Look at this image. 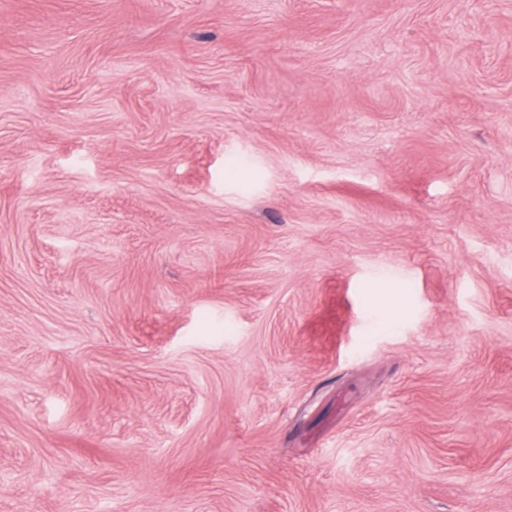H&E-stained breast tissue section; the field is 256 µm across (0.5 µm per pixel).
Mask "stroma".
<instances>
[{
	"mask_svg": "<svg viewBox=\"0 0 512 512\" xmlns=\"http://www.w3.org/2000/svg\"><path fill=\"white\" fill-rule=\"evenodd\" d=\"M0 512H512V0H0Z\"/></svg>",
	"mask_w": 512,
	"mask_h": 512,
	"instance_id": "obj_1",
	"label": "stroma"
}]
</instances>
